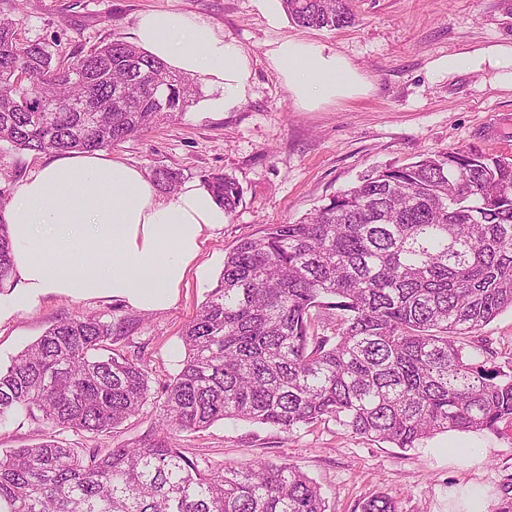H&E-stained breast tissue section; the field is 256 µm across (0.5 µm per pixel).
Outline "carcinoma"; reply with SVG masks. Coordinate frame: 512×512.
Segmentation results:
<instances>
[{"label":"carcinoma","instance_id":"obj_1","mask_svg":"<svg viewBox=\"0 0 512 512\" xmlns=\"http://www.w3.org/2000/svg\"><path fill=\"white\" fill-rule=\"evenodd\" d=\"M302 28L354 21L351 0H281ZM30 72L32 83L15 82ZM195 78L111 42L67 66L17 40L0 12V144L18 151L101 150L175 120ZM166 190L180 173L163 167ZM204 184L232 215L236 179ZM0 223V285L11 274ZM512 309V159L451 148L372 168L292 224H270L224 256L218 285L182 333L185 358L160 399L138 357L106 353L121 326L66 318L0 368V422L24 412L48 428L0 454V512H328L321 488L287 463L202 470L178 440L237 419L293 432L333 420L398 448L451 431L512 427V370L465 350ZM336 311L335 332L314 311ZM153 406L154 427L114 448H73ZM361 512H398L379 493Z\"/></svg>","mask_w":512,"mask_h":512}]
</instances>
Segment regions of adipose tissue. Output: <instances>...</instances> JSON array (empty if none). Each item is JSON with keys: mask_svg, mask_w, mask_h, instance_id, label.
Instances as JSON below:
<instances>
[{"mask_svg": "<svg viewBox=\"0 0 512 512\" xmlns=\"http://www.w3.org/2000/svg\"><path fill=\"white\" fill-rule=\"evenodd\" d=\"M136 42L170 69L224 91L214 109L242 100L249 54L196 18L177 12L141 15ZM295 105L311 109L368 92L360 70L336 48L298 38L268 52ZM437 71L488 77L512 90V43L464 47L437 60ZM4 218L12 244V278L0 293V325L33 313L52 297L118 300L130 309H169L224 208L203 186L160 195L149 175L100 151L66 153L19 182Z\"/></svg>", "mask_w": 512, "mask_h": 512, "instance_id": "1", "label": "adipose tissue"}]
</instances>
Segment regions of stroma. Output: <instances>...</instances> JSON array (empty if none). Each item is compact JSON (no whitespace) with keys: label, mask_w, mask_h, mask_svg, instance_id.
<instances>
[{"label":"stroma","mask_w":512,"mask_h":512,"mask_svg":"<svg viewBox=\"0 0 512 512\" xmlns=\"http://www.w3.org/2000/svg\"><path fill=\"white\" fill-rule=\"evenodd\" d=\"M355 22L336 30L302 29L290 21L270 25L256 0H25L13 10L17 37L40 42L66 59L112 41L133 42L148 11L194 16L216 35L235 41L252 60L245 98L212 111L220 92L201 94L172 123L109 147L108 156L153 172L180 171L199 183L213 171L236 178L242 200L224 227L212 232L199 259L205 278L189 276L174 305L139 312L96 298L49 299L37 312L0 326V366L65 317L92 313L125 320V340L114 352H140L153 391L178 372L185 356L182 332L214 288L224 256L240 239L268 224H288L325 203L370 167L402 165L424 154L475 148L512 158V90H500L474 74L447 76L436 59L464 46L512 42V0H353ZM295 37L337 48L371 84L367 94L304 110L295 106L266 58L278 40ZM51 153L0 147V193L38 171ZM151 414L129 419L96 438L72 431L76 448H109L146 434ZM180 446L199 465L249 460L299 467L321 487L330 512H360L378 493L393 497L399 512H448L451 491L476 483L489 495L490 512H512V430L478 435L440 433L402 449L348 432L335 422L288 433L277 427L227 419L182 434ZM485 449L467 465L449 458V447Z\"/></svg>","instance_id":"obj_1"}]
</instances>
